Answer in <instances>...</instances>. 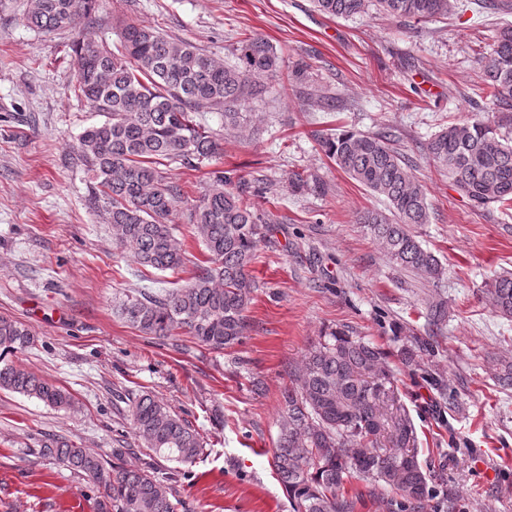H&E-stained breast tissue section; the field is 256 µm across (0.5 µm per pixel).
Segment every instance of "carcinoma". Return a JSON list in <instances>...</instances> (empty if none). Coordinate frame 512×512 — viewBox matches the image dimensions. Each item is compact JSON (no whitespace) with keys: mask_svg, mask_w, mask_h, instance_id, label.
Returning <instances> with one entry per match:
<instances>
[{"mask_svg":"<svg viewBox=\"0 0 512 512\" xmlns=\"http://www.w3.org/2000/svg\"><path fill=\"white\" fill-rule=\"evenodd\" d=\"M96 5L97 0H27L26 11L29 26L42 33L71 32L76 62L71 91L103 117L78 138L89 175L88 203L112 225L115 247L131 251L143 267L172 273L184 267L185 251L174 234L179 216L194 226L207 255L180 287L121 297L115 310L147 336L180 331L222 353L246 339V311L257 288L248 268L272 223L254 201L265 187L259 179L234 184L214 171L209 185L192 198L162 167H194L218 155L217 134L197 121L202 107L220 112L226 130L260 120L250 112L251 103L265 93V81L279 76V57L268 41L250 37L241 42L235 63L221 64L188 41L124 23L116 26L114 49L90 32ZM315 6L334 19L373 8L394 18L426 20L448 15L455 0H315ZM480 63L487 117L448 125L426 142L424 154L474 207L485 208L512 203V27L499 32ZM392 142L389 134L350 130L318 139L338 170L386 202V209L367 211L358 223L367 226L394 266L435 283L443 265L411 231L430 221L427 191L416 162ZM288 188L294 194L321 193L325 184L311 174L293 173ZM484 293L496 313L512 318V274L486 282ZM427 317L435 326L445 324L446 302L430 303ZM33 342L24 324L0 317V390L59 410L72 408L69 391L11 359ZM393 381L388 353L368 340L336 330L310 345L281 393L273 452L292 512H355L356 500L345 492L353 478L388 490L392 512H423L428 506L432 476L411 452L414 424L401 408L387 416ZM131 413L141 447L181 464L201 453L198 430L152 393H139ZM387 420L390 446L380 448L376 435ZM38 455L88 477L99 494V512H179L173 477L124 463L119 448L109 461L54 435Z\"/></svg>","mask_w":512,"mask_h":512,"instance_id":"obj_1","label":"carcinoma"}]
</instances>
